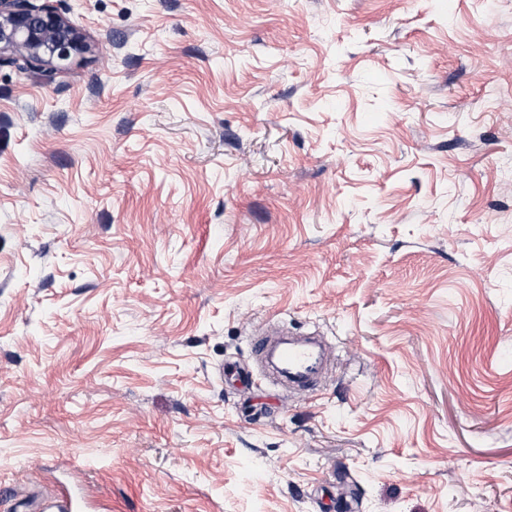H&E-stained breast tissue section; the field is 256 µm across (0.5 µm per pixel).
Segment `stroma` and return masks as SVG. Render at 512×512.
<instances>
[{"mask_svg":"<svg viewBox=\"0 0 512 512\" xmlns=\"http://www.w3.org/2000/svg\"><path fill=\"white\" fill-rule=\"evenodd\" d=\"M65 3L88 51L0 68V487L512 512V0ZM253 354L288 384L289 392L317 389L328 372V350L317 337L259 332L253 342Z\"/></svg>","mask_w":512,"mask_h":512,"instance_id":"1","label":"stroma"}]
</instances>
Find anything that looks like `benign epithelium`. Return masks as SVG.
<instances>
[{"instance_id":"7a95c632","label":"benign epithelium","mask_w":512,"mask_h":512,"mask_svg":"<svg viewBox=\"0 0 512 512\" xmlns=\"http://www.w3.org/2000/svg\"><path fill=\"white\" fill-rule=\"evenodd\" d=\"M85 48L83 30L51 0H0V66L50 80L62 62Z\"/></svg>"}]
</instances>
